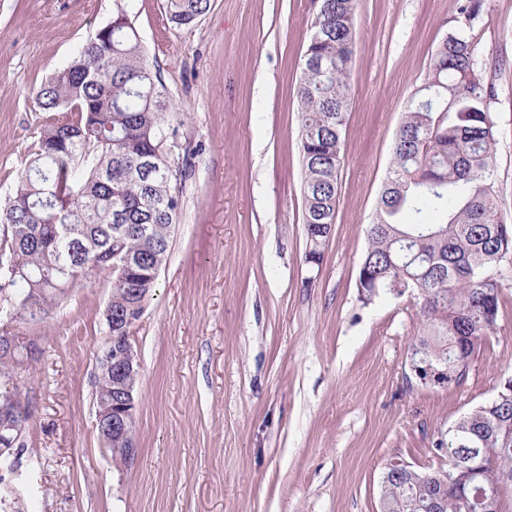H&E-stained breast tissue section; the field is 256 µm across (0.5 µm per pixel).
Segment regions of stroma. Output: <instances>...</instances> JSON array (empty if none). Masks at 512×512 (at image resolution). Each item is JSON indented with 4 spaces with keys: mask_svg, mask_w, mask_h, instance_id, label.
Here are the masks:
<instances>
[{
    "mask_svg": "<svg viewBox=\"0 0 512 512\" xmlns=\"http://www.w3.org/2000/svg\"><path fill=\"white\" fill-rule=\"evenodd\" d=\"M194 147L170 253L132 329L140 359L132 464L95 425L96 356L111 275L70 289L42 322L0 308V330L38 341L19 369L31 419L0 459L12 512H379L385 467H437L436 440L512 378V253L499 313L461 386L422 384L413 296L358 290L391 144L460 0H357L338 206L319 264L306 262L295 90L315 0H210L194 25L166 0H124ZM117 0H0V200L50 115L40 85L109 24ZM468 34L495 88L492 186L512 226V0H482Z\"/></svg>",
    "mask_w": 512,
    "mask_h": 512,
    "instance_id": "obj_1",
    "label": "stroma"
}]
</instances>
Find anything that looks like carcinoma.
<instances>
[{
  "label": "carcinoma",
  "instance_id": "1",
  "mask_svg": "<svg viewBox=\"0 0 512 512\" xmlns=\"http://www.w3.org/2000/svg\"><path fill=\"white\" fill-rule=\"evenodd\" d=\"M210 0H167L170 23L188 26ZM356 0H319L303 56L296 98L301 123L306 260H321L335 223L341 132L349 107L356 42ZM480 0H461L456 25L433 58L424 84L404 112L392 143L368 248L359 267L364 302L391 293V281L421 301L426 333L413 346L448 384L467 376L470 358L495 329L498 266L512 252V228L498 212L491 183L494 86L474 70L464 23ZM46 112H60L41 131L28 169L0 201V301L29 323L46 319L69 289L109 269L105 317L109 335L133 304L146 306L166 264L180 214L178 178L195 151L166 122L171 102L150 64L125 6L64 70L36 93ZM134 257L127 265L125 260ZM14 358L0 355V449L25 447ZM501 397L476 407L440 439L445 463L395 476L384 469L383 512H481L483 498L512 489V380ZM112 374L96 376L95 407L112 404Z\"/></svg>",
  "mask_w": 512,
  "mask_h": 512
}]
</instances>
